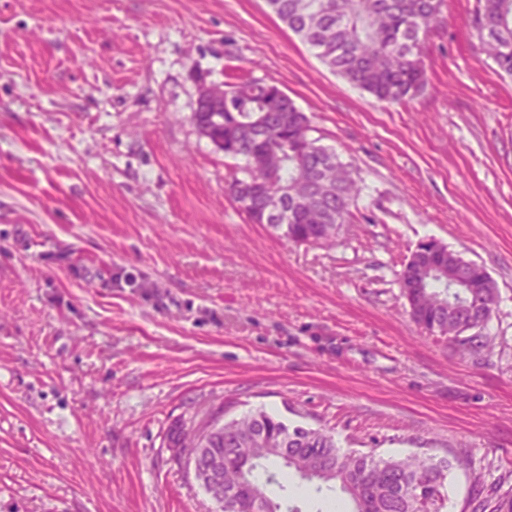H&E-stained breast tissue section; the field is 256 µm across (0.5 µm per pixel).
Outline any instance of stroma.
I'll return each mask as SVG.
<instances>
[{
	"label": "stroma",
	"instance_id": "1",
	"mask_svg": "<svg viewBox=\"0 0 512 512\" xmlns=\"http://www.w3.org/2000/svg\"><path fill=\"white\" fill-rule=\"evenodd\" d=\"M443 0L426 87L378 101L265 0H0V512H216L166 435L225 400L340 448L454 459L444 512L512 501V77ZM276 83L363 192L332 246L251 223L192 121L227 70ZM436 239L499 290L479 352L399 273ZM300 512L353 504L289 473Z\"/></svg>",
	"mask_w": 512,
	"mask_h": 512
}]
</instances>
